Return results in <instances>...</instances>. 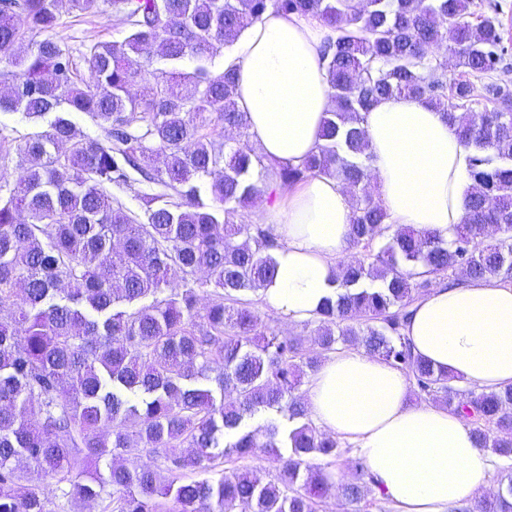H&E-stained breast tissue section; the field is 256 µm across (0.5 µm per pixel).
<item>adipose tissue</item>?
<instances>
[{
  "instance_id": "obj_1",
  "label": "adipose tissue",
  "mask_w": 512,
  "mask_h": 512,
  "mask_svg": "<svg viewBox=\"0 0 512 512\" xmlns=\"http://www.w3.org/2000/svg\"><path fill=\"white\" fill-rule=\"evenodd\" d=\"M332 34L316 18L270 10L228 51L238 66V105L270 161L299 164L322 142L333 107L322 51ZM363 126L371 180L393 224L450 237L472 180L469 152L443 113L387 99L366 112ZM276 193L259 218L282 242L262 297L269 310L302 322L331 295L337 258L352 251V201L325 176ZM404 334L434 367L488 391L512 386V284L437 283L412 306ZM304 404L323 430L355 447L372 488L396 512H452L485 483L489 458L470 426L442 406L410 402L405 374L364 350L327 359Z\"/></svg>"
}]
</instances>
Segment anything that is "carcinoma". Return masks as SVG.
Here are the masks:
<instances>
[{"instance_id":"1","label":"carcinoma","mask_w":512,"mask_h":512,"mask_svg":"<svg viewBox=\"0 0 512 512\" xmlns=\"http://www.w3.org/2000/svg\"><path fill=\"white\" fill-rule=\"evenodd\" d=\"M101 2L0 0V112L32 122L53 114L25 135L0 132L3 159L13 149L25 165L19 186L0 196V306H12L0 316V512H54L35 489L20 490L22 463L107 512H163L164 499L176 512H317L342 449L298 391L328 355L352 347L403 371L418 399L462 415L483 451L512 459V387L463 385L402 333L432 280L512 276V47L499 4L111 0L128 36L89 45L84 77L55 32L62 10L95 14ZM270 9L336 32L323 49L334 102L325 143L299 165L272 164L240 142L250 133L236 68L212 70ZM445 40L462 78L428 54ZM390 98L444 113L472 151L466 215L448 239L390 224L369 190L363 113ZM74 113L99 137L77 133ZM268 171L288 186L331 177L354 197L351 247L363 257L336 263L334 292L307 321L311 351L268 330L242 299L273 273L274 234L239 214L267 194ZM136 182L151 189L138 195L142 221L111 192ZM217 369L215 390L204 381ZM284 404L286 426L246 422ZM181 445L186 454L172 452ZM229 450L272 457L276 478L216 470ZM144 451L164 470L112 463ZM189 470L197 478L181 480ZM366 488L359 461L338 491L357 505ZM461 512H512V468L496 495Z\"/></svg>"}]
</instances>
